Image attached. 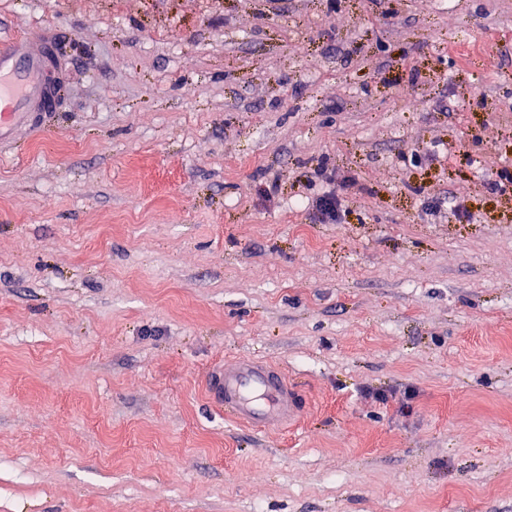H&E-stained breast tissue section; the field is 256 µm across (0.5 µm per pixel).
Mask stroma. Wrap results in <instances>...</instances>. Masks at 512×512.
I'll list each match as a JSON object with an SVG mask.
<instances>
[{
  "label": "stroma",
  "instance_id": "obj_1",
  "mask_svg": "<svg viewBox=\"0 0 512 512\" xmlns=\"http://www.w3.org/2000/svg\"><path fill=\"white\" fill-rule=\"evenodd\" d=\"M40 30L0 512H512V0H0ZM242 358L297 422L225 417ZM212 391L225 415L257 430L286 424L302 413L300 396L285 375L254 359L224 367L215 376Z\"/></svg>",
  "mask_w": 512,
  "mask_h": 512
}]
</instances>
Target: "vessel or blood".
Listing matches in <instances>:
<instances>
[{
    "mask_svg": "<svg viewBox=\"0 0 512 512\" xmlns=\"http://www.w3.org/2000/svg\"><path fill=\"white\" fill-rule=\"evenodd\" d=\"M51 62L49 40L32 34L0 39V144L47 108L53 91L45 79ZM212 391L225 415L263 430L288 423L302 413L298 392L278 369L254 359L222 369Z\"/></svg>",
    "mask_w": 512,
    "mask_h": 512,
    "instance_id": "b4317fda",
    "label": "vessel or blood"
}]
</instances>
